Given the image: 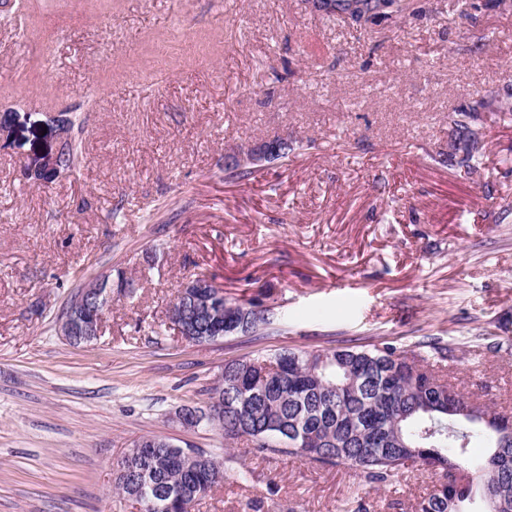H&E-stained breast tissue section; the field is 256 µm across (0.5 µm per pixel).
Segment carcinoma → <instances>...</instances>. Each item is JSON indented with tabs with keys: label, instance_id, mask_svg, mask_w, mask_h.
<instances>
[{
	"label": "carcinoma",
	"instance_id": "obj_1",
	"mask_svg": "<svg viewBox=\"0 0 512 512\" xmlns=\"http://www.w3.org/2000/svg\"><path fill=\"white\" fill-rule=\"evenodd\" d=\"M351 13L370 12L390 18L397 0H357ZM65 122L61 169H69L80 145ZM466 171L477 167L482 133L463 131ZM237 333H255L269 325L253 311L237 308ZM454 385L391 343L371 348L348 346L323 351L285 349L259 359L224 364L209 392L224 394V411L210 422L224 445L241 440L254 447L328 465H349L368 483L394 486L408 465L444 471L470 460L476 444L492 449L473 466L467 486L440 483L417 502L415 512H467L466 506L485 485L492 490L486 512H512V440L448 412V389ZM224 460L191 445L167 448L147 434L118 464L113 489L143 507L160 502L158 512H194L224 483L215 464Z\"/></svg>",
	"mask_w": 512,
	"mask_h": 512
}]
</instances>
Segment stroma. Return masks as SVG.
Returning a JSON list of instances; mask_svg holds the SVG:
<instances>
[{
  "mask_svg": "<svg viewBox=\"0 0 512 512\" xmlns=\"http://www.w3.org/2000/svg\"><path fill=\"white\" fill-rule=\"evenodd\" d=\"M479 98L468 173L447 159ZM509 109L512 0L364 26L308 0H0V512H138L113 472L145 434L223 457L196 512H353L356 488L363 512H415L444 471L391 489L172 416L233 359L427 336L451 382L512 413ZM57 113L81 153L41 182ZM274 138L287 160L225 181L226 155ZM103 274L137 294L71 345L58 323ZM200 274L271 309L263 335L156 334Z\"/></svg>",
  "mask_w": 512,
  "mask_h": 512,
  "instance_id": "stroma-1",
  "label": "stroma"
}]
</instances>
